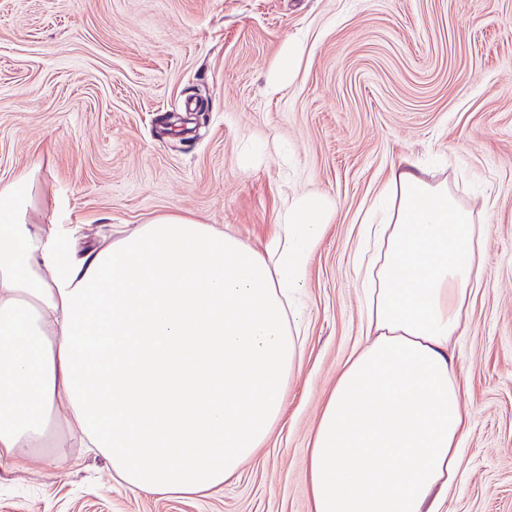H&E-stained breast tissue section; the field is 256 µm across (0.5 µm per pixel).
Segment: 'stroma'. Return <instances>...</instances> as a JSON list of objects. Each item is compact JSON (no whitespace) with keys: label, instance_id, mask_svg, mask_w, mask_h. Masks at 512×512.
<instances>
[{"label":"stroma","instance_id":"1","mask_svg":"<svg viewBox=\"0 0 512 512\" xmlns=\"http://www.w3.org/2000/svg\"><path fill=\"white\" fill-rule=\"evenodd\" d=\"M406 159L489 220L448 512H512V0H0V182L33 174L37 223L91 245L178 213L260 248L288 199L334 204L301 370L237 477L146 494L61 421L43 463L0 467V512H310V440L364 339L361 224Z\"/></svg>","mask_w":512,"mask_h":512}]
</instances>
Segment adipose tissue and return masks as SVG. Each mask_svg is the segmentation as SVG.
<instances>
[{
    "label": "adipose tissue",
    "instance_id": "1",
    "mask_svg": "<svg viewBox=\"0 0 512 512\" xmlns=\"http://www.w3.org/2000/svg\"><path fill=\"white\" fill-rule=\"evenodd\" d=\"M39 207L30 176L0 185V466L40 460L63 406L80 445L126 486L219 488L265 443L301 366L289 298L332 202L286 203L262 252L163 214L80 257L32 222ZM367 234L383 249L357 261L367 339L313 436L311 512H442L469 421L450 345L488 227L404 162Z\"/></svg>",
    "mask_w": 512,
    "mask_h": 512
}]
</instances>
